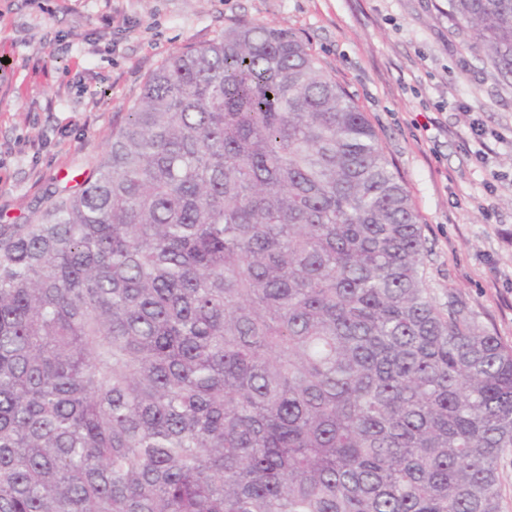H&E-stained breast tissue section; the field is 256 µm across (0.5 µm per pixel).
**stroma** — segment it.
<instances>
[{
  "label": "stroma",
  "instance_id": "obj_1",
  "mask_svg": "<svg viewBox=\"0 0 512 512\" xmlns=\"http://www.w3.org/2000/svg\"><path fill=\"white\" fill-rule=\"evenodd\" d=\"M243 24L293 30L374 126L438 307L512 345V85L448 0H0V224L81 183L151 71Z\"/></svg>",
  "mask_w": 512,
  "mask_h": 512
}]
</instances>
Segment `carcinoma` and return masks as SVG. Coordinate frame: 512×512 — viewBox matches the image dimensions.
<instances>
[{"label": "carcinoma", "mask_w": 512, "mask_h": 512, "mask_svg": "<svg viewBox=\"0 0 512 512\" xmlns=\"http://www.w3.org/2000/svg\"><path fill=\"white\" fill-rule=\"evenodd\" d=\"M512 83V0H448ZM365 113L296 33L165 58L0 224V512H500L512 346L427 287Z\"/></svg>", "instance_id": "1"}]
</instances>
